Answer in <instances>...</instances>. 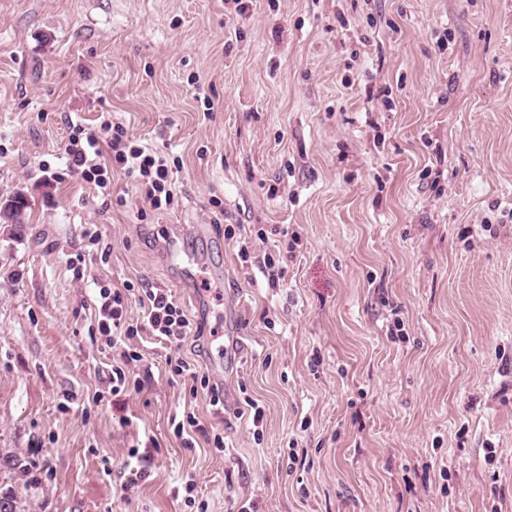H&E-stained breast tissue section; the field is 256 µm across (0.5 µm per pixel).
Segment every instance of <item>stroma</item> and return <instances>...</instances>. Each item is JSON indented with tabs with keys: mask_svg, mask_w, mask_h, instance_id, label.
<instances>
[{
	"mask_svg": "<svg viewBox=\"0 0 512 512\" xmlns=\"http://www.w3.org/2000/svg\"><path fill=\"white\" fill-rule=\"evenodd\" d=\"M106 112L177 159L174 210L121 173L103 204L67 172L70 114ZM17 192L22 225L0 224L16 512H194L188 474L207 512H512V0H249L241 17L224 0H0V197ZM222 224L264 229L258 258L296 239L277 287ZM127 280L203 324L180 353L223 411L150 343L140 391L113 395L92 306L96 282ZM190 409L224 453L175 439ZM134 449L149 477L126 490ZM166 364L169 366V370L172 373V375L176 377H182L185 379V377L190 378L193 382H197L200 378V386L201 388H205L208 390V393L211 394L210 396V404L212 406H217L219 403L223 405L224 399V392H220L218 388H214L213 386L210 387V379L205 374L199 373L197 370V367L195 364L189 362L185 358H183L179 353L178 356H167L165 358Z\"/></svg>",
	"mask_w": 512,
	"mask_h": 512,
	"instance_id": "obj_1",
	"label": "stroma"
}]
</instances>
